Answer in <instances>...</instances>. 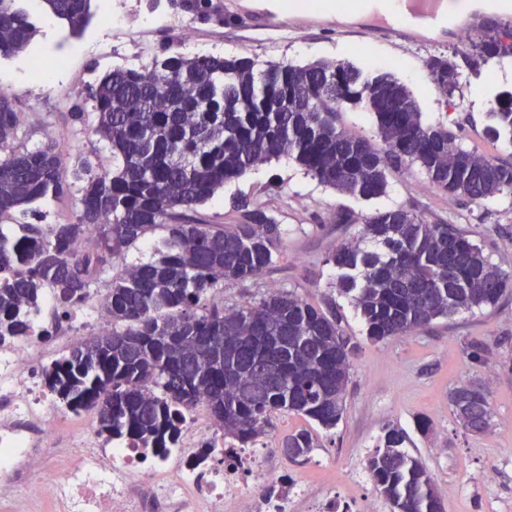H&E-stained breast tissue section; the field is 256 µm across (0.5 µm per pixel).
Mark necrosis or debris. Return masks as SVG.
Wrapping results in <instances>:
<instances>
[{
	"label": "necrosis or debris",
	"instance_id": "1",
	"mask_svg": "<svg viewBox=\"0 0 512 512\" xmlns=\"http://www.w3.org/2000/svg\"><path fill=\"white\" fill-rule=\"evenodd\" d=\"M24 341L0 342V512H293L284 472L259 448H231L198 416H189L175 448L163 456L81 428L68 454H52L62 409L44 385L52 350L44 322L30 318ZM220 462L198 465L204 446ZM152 480H143L144 472ZM29 492L17 496L18 486Z\"/></svg>",
	"mask_w": 512,
	"mask_h": 512
}]
</instances>
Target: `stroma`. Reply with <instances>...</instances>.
Returning <instances> with one entry per match:
<instances>
[{
    "label": "stroma",
    "instance_id": "stroma-1",
    "mask_svg": "<svg viewBox=\"0 0 512 512\" xmlns=\"http://www.w3.org/2000/svg\"><path fill=\"white\" fill-rule=\"evenodd\" d=\"M111 3L121 22L112 31L102 26L104 3ZM22 0L38 33L18 54L0 57V87L10 94L28 121L14 145L35 149L52 144L65 167L81 160L108 169L112 154L89 127L72 119L77 108H90V86L115 68L136 69L153 59L179 52L176 39L188 26L199 51L246 55L259 62L304 64L314 60L348 61L367 71H388L407 82L425 120L451 128L468 149L512 163V142L493 140L487 132L491 100L472 95L475 84L497 85L501 65L491 59L473 71L462 68L460 87L446 97L432 84L426 62L445 56L461 62L457 45L460 30L480 38L491 29L512 25V10L474 13L435 35L416 32L400 38L372 34L361 22L336 18L320 8V0H291L280 27L269 28L251 0H207L203 9L189 0H92V17L80 35H72L65 21L46 9H33ZM59 45L67 54L65 68L52 79L51 91L30 83L25 68L38 49ZM53 137H46V130ZM234 197L260 203L286 233V248L261 277L259 285H237L224 291L226 305L251 300L261 291L285 290L322 307L335 303L342 326L359 348L352 358L343 415L326 431L316 423L288 414L275 416L259 445L269 467H285L289 492L307 487L311 499L348 503L362 512L376 502L378 512H392L376 490L366 467L385 426L405 429L406 452L419 459L431 474L446 512H512V296L498 304L441 318L424 331L381 341L370 340L349 298L331 288L335 277L325 265L328 252L356 238L360 220L376 209L402 207L432 222H445L479 244L491 261L512 271V196L482 203L431 188L424 174L410 169L390 177L388 194L364 201L326 188L298 165L283 168L274 160L227 184L205 204L200 215L214 224H235ZM353 212L355 224L329 223L330 215ZM485 344L482 359L470 356V345ZM474 384L490 393V428L482 434L466 431L454 415L448 395L456 386ZM308 429L318 446L302 464L289 462L280 450L288 433ZM493 482H485L486 472Z\"/></svg>",
    "mask_w": 512,
    "mask_h": 512
}]
</instances>
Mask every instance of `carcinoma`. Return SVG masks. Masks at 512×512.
Returning <instances> with one entry per match:
<instances>
[{
	"label": "carcinoma",
	"instance_id": "carcinoma-1",
	"mask_svg": "<svg viewBox=\"0 0 512 512\" xmlns=\"http://www.w3.org/2000/svg\"><path fill=\"white\" fill-rule=\"evenodd\" d=\"M81 30L91 0H44ZM37 28L18 0H0V57L24 50ZM512 56V29L473 45L474 64ZM445 95L459 84L458 64L427 61ZM92 132L112 152V171L86 160L70 171L47 144L17 150L21 122L0 91V341L30 335L26 312L50 292L52 319L88 304L99 284L111 326L69 347L44 373L66 410H92L97 430L140 448L175 447L184 419L207 408L224 438L241 447L287 413L336 428L356 343L329 302L316 307L290 291L224 305V289L257 282L284 249L279 224L259 204L236 202L239 224H209L197 206L274 158L294 160L319 184L364 200L387 194L389 175L412 167L431 186L475 203L512 194V165L466 149L448 127L428 124L413 91L387 71L350 62L261 64L249 56L177 54L140 69L116 68L88 88ZM361 109L376 135L338 127ZM489 135L512 141V91L497 93ZM76 188V219L9 224L13 213ZM96 233L89 251L78 244ZM160 235L154 256L126 264L141 239ZM330 286L353 297L376 340L425 330L438 318L497 304L512 289L481 246L452 224L402 208L364 219L354 242L329 252ZM464 429L489 427L488 392L465 397ZM407 432L388 425L367 469L392 512H445L426 467L403 451ZM293 462L318 447L300 429L281 441Z\"/></svg>",
	"mask_w": 512,
	"mask_h": 512
}]
</instances>
